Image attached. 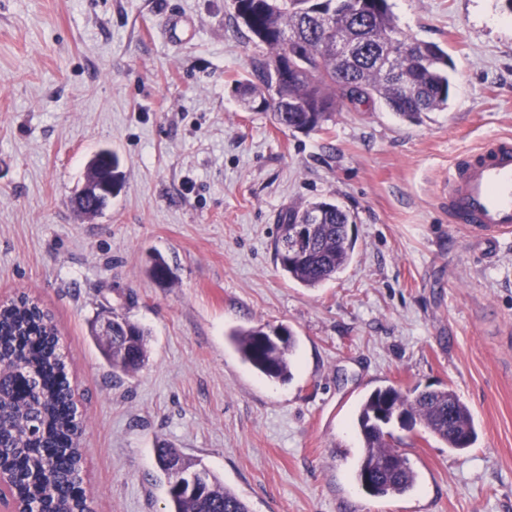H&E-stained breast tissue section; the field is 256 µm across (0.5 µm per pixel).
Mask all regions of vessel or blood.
Here are the masks:
<instances>
[{
  "label": "vessel or blood",
  "mask_w": 512,
  "mask_h": 512,
  "mask_svg": "<svg viewBox=\"0 0 512 512\" xmlns=\"http://www.w3.org/2000/svg\"><path fill=\"white\" fill-rule=\"evenodd\" d=\"M453 223L485 236L512 230V142L495 141L455 166L441 189Z\"/></svg>",
  "instance_id": "b4317fda"
}]
</instances>
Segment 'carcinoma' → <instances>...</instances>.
<instances>
[{
    "instance_id": "1",
    "label": "carcinoma",
    "mask_w": 512,
    "mask_h": 512,
    "mask_svg": "<svg viewBox=\"0 0 512 512\" xmlns=\"http://www.w3.org/2000/svg\"><path fill=\"white\" fill-rule=\"evenodd\" d=\"M352 1L358 8L350 7ZM235 9L267 53L254 63L250 77L234 81L233 92L245 109L271 115L282 128L320 129L335 113L377 99L410 122L448 106L451 58L436 43L403 35L389 0H235ZM327 36L346 43L350 54L342 59L323 49ZM403 41L411 44L407 53L400 52ZM287 55L293 70L285 77L280 64ZM103 175L96 162L88 165L76 193L80 212L96 215L104 209L87 192ZM301 222L314 225L309 243L290 260L282 234L275 257L289 277L317 288L351 260L350 215L334 202L316 201L288 212L282 231ZM231 340L243 361L266 378H292L296 342L291 331L276 341L268 326L257 325L234 331ZM147 343L148 332L123 315L112 345L103 346L102 353L113 370L135 372L148 360ZM1 366L16 371L14 392L0 398V417L9 423L0 435V466L13 478L12 493L31 506L48 500L55 512H92L80 477L76 405L56 329L26 296L0 310ZM397 420L423 425L452 452L466 451L478 438L468 405L452 389H375L362 400L355 419L363 437L355 479L370 495L402 496L416 488L418 475L388 430ZM157 458L167 477V512H252L201 461L167 446L157 449ZM172 464L196 476V491L178 483L169 470Z\"/></svg>"
}]
</instances>
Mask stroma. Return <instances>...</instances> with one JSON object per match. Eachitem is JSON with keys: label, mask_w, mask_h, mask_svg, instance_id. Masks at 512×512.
<instances>
[{"label": "stroma", "mask_w": 512, "mask_h": 512, "mask_svg": "<svg viewBox=\"0 0 512 512\" xmlns=\"http://www.w3.org/2000/svg\"><path fill=\"white\" fill-rule=\"evenodd\" d=\"M391 2L452 57L447 108L410 123L376 103L298 132L234 96L264 48L233 0H0V300L28 296L56 327L94 512H165L164 444L252 512H512V234L473 235L438 197L469 151L512 135V12ZM103 148L121 187L87 217L72 198ZM320 200L350 212L355 250L308 288L274 243ZM156 254L171 282L149 276ZM110 311L149 333L137 373L113 372L90 334ZM260 324L296 336L289 382L230 342ZM388 385L453 388L479 439L456 455L395 429L417 487L372 497L354 419Z\"/></svg>", "instance_id": "obj_1"}]
</instances>
